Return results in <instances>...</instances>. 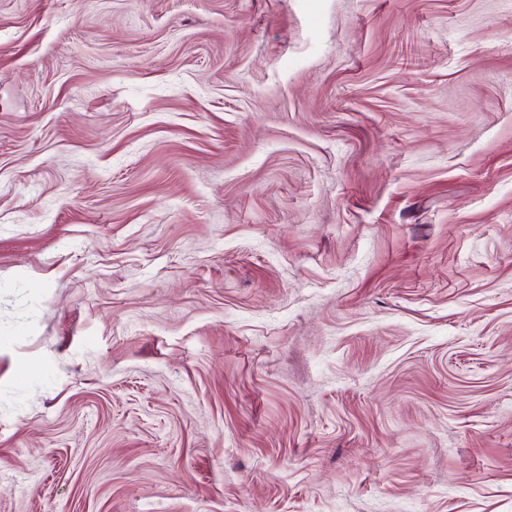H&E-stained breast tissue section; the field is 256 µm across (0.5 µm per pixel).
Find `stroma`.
<instances>
[{"mask_svg": "<svg viewBox=\"0 0 512 512\" xmlns=\"http://www.w3.org/2000/svg\"><path fill=\"white\" fill-rule=\"evenodd\" d=\"M0 512H512V0H0Z\"/></svg>", "mask_w": 512, "mask_h": 512, "instance_id": "obj_1", "label": "stroma"}]
</instances>
